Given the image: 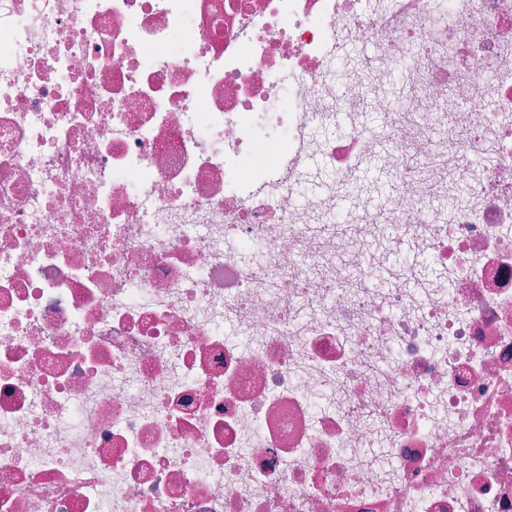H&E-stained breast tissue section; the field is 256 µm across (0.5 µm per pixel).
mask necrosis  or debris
I'll return each mask as SVG.
<instances>
[{
	"label": "necrosis or debris",
	"instance_id": "4bbe7bcc",
	"mask_svg": "<svg viewBox=\"0 0 512 512\" xmlns=\"http://www.w3.org/2000/svg\"><path fill=\"white\" fill-rule=\"evenodd\" d=\"M0 512H512V0H0Z\"/></svg>",
	"mask_w": 512,
	"mask_h": 512
}]
</instances>
